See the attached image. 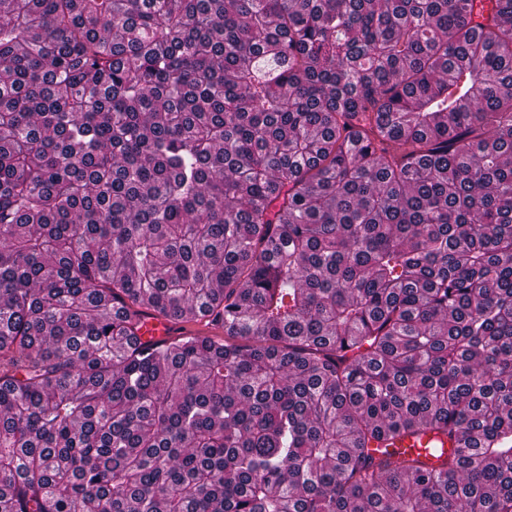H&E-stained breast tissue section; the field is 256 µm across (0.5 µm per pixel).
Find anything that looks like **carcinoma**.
<instances>
[{
  "mask_svg": "<svg viewBox=\"0 0 512 512\" xmlns=\"http://www.w3.org/2000/svg\"><path fill=\"white\" fill-rule=\"evenodd\" d=\"M0 512H512V0H0ZM180 327L179 323L150 317L145 321L139 335L142 342L167 339L171 336H178ZM428 443V436H424L421 439L420 444H418L412 439H406L402 442L397 443L393 448H387V450L392 451L393 449H395L396 451L400 452V454L405 453L406 455L408 454L414 457L420 455L421 460L434 463L437 461V459L431 454V448L427 447Z\"/></svg>",
  "mask_w": 512,
  "mask_h": 512,
  "instance_id": "obj_1",
  "label": "carcinoma"
}]
</instances>
